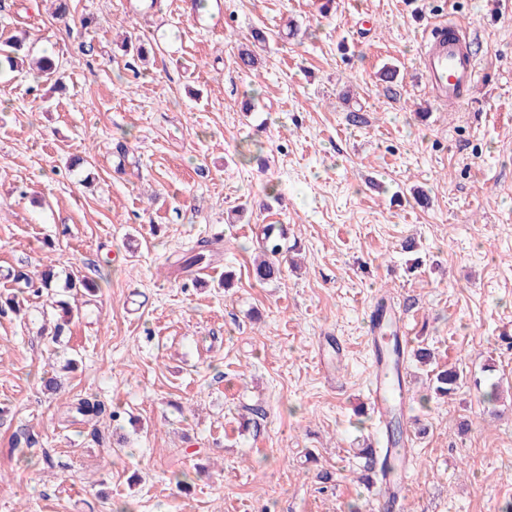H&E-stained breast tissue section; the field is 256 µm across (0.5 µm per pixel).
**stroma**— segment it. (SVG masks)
Segmentation results:
<instances>
[{"label": "stroma", "mask_w": 512, "mask_h": 512, "mask_svg": "<svg viewBox=\"0 0 512 512\" xmlns=\"http://www.w3.org/2000/svg\"><path fill=\"white\" fill-rule=\"evenodd\" d=\"M178 3L69 0L59 16L54 0H0V40L25 38L62 75L0 72V297L21 303L0 312V512H371L359 451L382 444L367 406L382 299L436 357L407 362L399 512H500L512 0H219L196 16ZM437 19L478 38L477 84L452 111L419 69ZM255 28L270 37L254 75L236 61ZM128 32L153 53L124 51ZM269 224L286 228L289 263L262 284ZM204 237L219 248L204 279L175 273ZM48 265L81 309L58 345L47 296L16 292L18 273ZM451 367L462 384L435 395L429 369ZM52 375L54 395L40 384ZM79 394L119 420L71 421ZM23 429L33 447L12 446Z\"/></svg>", "instance_id": "obj_1"}]
</instances>
